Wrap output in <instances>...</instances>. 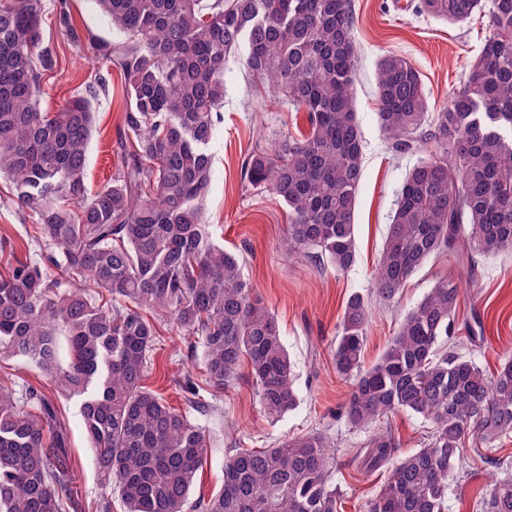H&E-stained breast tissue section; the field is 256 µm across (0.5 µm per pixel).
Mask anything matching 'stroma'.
<instances>
[{
	"label": "stroma",
	"instance_id": "1",
	"mask_svg": "<svg viewBox=\"0 0 512 512\" xmlns=\"http://www.w3.org/2000/svg\"><path fill=\"white\" fill-rule=\"evenodd\" d=\"M46 14L44 41L52 46L57 67L42 81V106L55 111L72 94L98 83L95 126L87 156L86 184L97 191L117 175L121 161L114 149L123 124L127 96L123 76L111 69L95 45L96 39L117 36L94 0H42ZM408 0H353L359 60L354 79L358 119L365 150V175L356 212L357 261L344 273L320 272L316 262L289 259L284 248L287 208L265 188H256L242 175L251 151L286 134L307 132V115L266 100L254 90L245 60L236 57L224 70V121L213 154V181L205 204V218L213 238L226 251L237 253L246 280L259 291L275 314L294 364L298 404L279 419L260 410L249 374L235 387L206 396L205 409L191 416L210 430L211 446L196 474L192 495L211 496L221 484L224 460L235 449L259 450L299 434L317 431L333 446L332 477L342 495L341 512H366L368 502L383 487L387 468L373 471L361 465L359 451L367 438L343 415L349 383L338 375L332 352L346 299L353 292H369L405 173L416 164L414 154L391 150L376 118V63L386 53L408 57L420 71L431 110L445 106L463 87L484 41L492 35L487 11L475 12L461 24H450L415 13ZM68 24H60L61 16ZM30 217L12 201V185L0 179V233L31 253H50V246L32 241ZM454 271L465 280L454 333V351L471 359L487 374L512 357V253L478 258L475 266L449 267L436 256L407 282L400 298L390 305H374L364 347L365 363H374L394 336L401 316L418 302L437 277ZM169 323L151 357L148 387L170 405L182 406L177 381L185 374L201 376L202 350ZM9 373L17 387L35 388L53 401L66 427L74 463V485L81 512H98L110 500L112 512H124L118 492L105 488L92 463L82 427L79 405L39 369L23 361L0 360V373ZM397 441L396 455L422 448L427 422L410 413L383 419ZM468 471L458 473L448 493L447 512H479L487 484L512 478V436L492 442L473 438L464 453Z\"/></svg>",
	"mask_w": 512,
	"mask_h": 512
}]
</instances>
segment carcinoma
<instances>
[{
    "mask_svg": "<svg viewBox=\"0 0 512 512\" xmlns=\"http://www.w3.org/2000/svg\"><path fill=\"white\" fill-rule=\"evenodd\" d=\"M118 33L98 44L123 74L129 100L118 177L87 192L95 89L54 112L42 76L56 61L43 43L42 0H0V178L34 219L33 238L59 250L19 253L0 235V359L17 358L78 398L93 463L125 512H337L330 442L312 432L224 462L223 484L189 501L210 436L189 412L146 385L160 322L198 339L203 378L178 382L187 405L206 385L223 391L247 364L263 412L277 419L298 396L279 324L204 220L210 146L223 122L224 66L244 53L254 85L307 113L306 135L251 153L244 175L288 208L285 250L336 272L357 259L355 215L365 169L354 74L352 0H95ZM481 0H418L416 10L462 23ZM496 34L464 86L432 112L405 56L377 64V122L397 153L423 151L395 203L369 295L343 308L333 359L351 380L355 428L408 412L432 430L394 459L388 430L360 450L363 465L393 462L366 512H447L469 436L512 434V358L488 376L448 350L463 288L438 278L403 316L382 355L362 365L371 300L390 304L431 257L462 265L512 252V0H492ZM68 434L54 404L0 376V512H77ZM482 512H512V479L489 485Z\"/></svg>",
    "mask_w": 512,
    "mask_h": 512,
    "instance_id": "obj_1",
    "label": "carcinoma"
}]
</instances>
